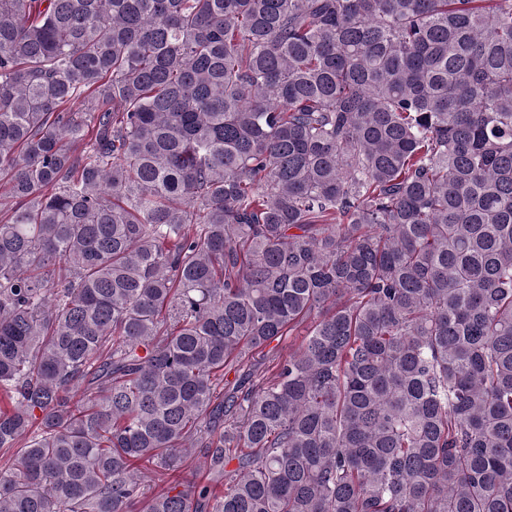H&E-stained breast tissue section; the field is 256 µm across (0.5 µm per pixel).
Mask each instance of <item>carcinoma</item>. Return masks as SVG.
<instances>
[{
	"label": "carcinoma",
	"instance_id": "1",
	"mask_svg": "<svg viewBox=\"0 0 512 512\" xmlns=\"http://www.w3.org/2000/svg\"><path fill=\"white\" fill-rule=\"evenodd\" d=\"M0 179V512H512V0H0Z\"/></svg>",
	"mask_w": 512,
	"mask_h": 512
}]
</instances>
